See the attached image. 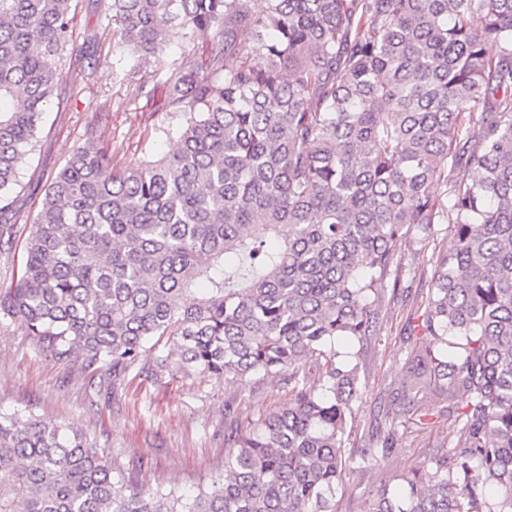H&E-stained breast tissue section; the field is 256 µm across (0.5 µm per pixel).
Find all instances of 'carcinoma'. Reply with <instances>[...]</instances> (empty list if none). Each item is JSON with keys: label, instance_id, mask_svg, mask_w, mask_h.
<instances>
[{"label": "carcinoma", "instance_id": "1", "mask_svg": "<svg viewBox=\"0 0 512 512\" xmlns=\"http://www.w3.org/2000/svg\"><path fill=\"white\" fill-rule=\"evenodd\" d=\"M72 0H0V253L19 165L81 58ZM131 71L181 27L173 153L117 170L99 122L53 176L0 317L99 384L175 367L288 373V407L228 436L185 501L113 476L84 433L0 409V512H512V0H109ZM498 52L491 54L487 45ZM450 185L448 203L435 194ZM453 224L401 395L461 422L453 463L391 475L347 453L361 348L398 283L397 243ZM459 340L450 341L448 337ZM151 360L140 364L146 353ZM463 394L467 402L455 405ZM348 484V502L351 512H362L360 510L365 501L372 496L374 489L362 476H350Z\"/></svg>", "mask_w": 512, "mask_h": 512}]
</instances>
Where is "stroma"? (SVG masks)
I'll list each match as a JSON object with an SVG mask.
<instances>
[{
	"instance_id": "stroma-1",
	"label": "stroma",
	"mask_w": 512,
	"mask_h": 512,
	"mask_svg": "<svg viewBox=\"0 0 512 512\" xmlns=\"http://www.w3.org/2000/svg\"><path fill=\"white\" fill-rule=\"evenodd\" d=\"M193 46L179 32L134 74L102 38L81 60L63 61L70 94L43 113L39 142L18 170L20 225L37 213L50 177L85 144L91 118H98L112 145L116 169L175 151L179 119L164 107V84ZM450 237L444 221L429 235L398 243L400 285L385 295L384 318L368 340L367 371L353 405L350 451L359 453L376 434L392 432L396 449L387 467L397 474L423 463L435 467L438 455L458 440L460 425L441 400L427 401L424 418L398 414L393 402L414 355L430 344L421 324L437 259ZM232 398L239 402L235 423L244 427L265 409L287 406L288 388L280 377L216 381L170 370L114 389L52 359L20 323H0V408L29 407L41 420L82 431L113 464L136 469L139 485L150 491L174 488L189 498L223 472L224 408Z\"/></svg>"
}]
</instances>
